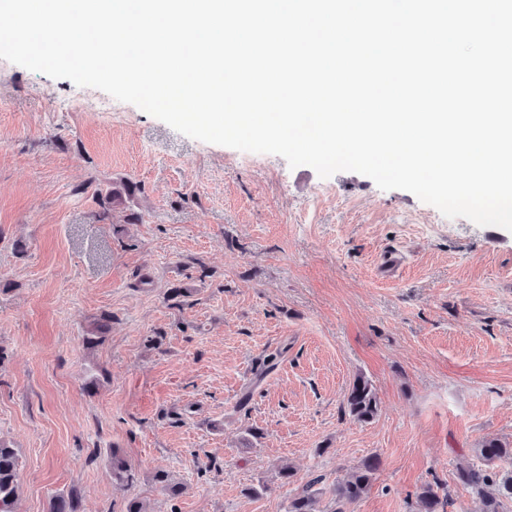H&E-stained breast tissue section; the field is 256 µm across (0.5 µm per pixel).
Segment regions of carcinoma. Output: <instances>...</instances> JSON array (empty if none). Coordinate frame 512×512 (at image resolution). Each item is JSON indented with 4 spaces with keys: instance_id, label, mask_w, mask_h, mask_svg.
<instances>
[{
    "instance_id": "carcinoma-1",
    "label": "carcinoma",
    "mask_w": 512,
    "mask_h": 512,
    "mask_svg": "<svg viewBox=\"0 0 512 512\" xmlns=\"http://www.w3.org/2000/svg\"><path fill=\"white\" fill-rule=\"evenodd\" d=\"M112 316L104 315L94 324L84 337L87 347L94 348L106 341L111 329ZM346 407L349 414L358 421L367 422L374 418L378 404L372 384L363 377L354 380L349 389ZM482 464L461 463L455 471L456 480L465 487L474 490L480 497L482 512H505L506 502L512 501V470L496 473L493 465L498 461L512 458V446L498 439L486 441L477 449ZM18 449L0 440V512H11L18 498L20 484L18 481ZM110 465L113 475L127 484L135 479V474L128 468L126 460L117 450L110 452ZM378 468V461L369 458L354 468L347 479L334 489L335 504L332 512H343L339 504L353 502L361 498L371 485L372 477ZM155 483L171 499L182 496L186 487L171 481L164 472L154 475ZM321 478L315 477L299 487L297 494L290 500L288 512H320L318 504L321 489L317 485ZM82 492L72 487L69 491L54 496L49 501L47 512H82ZM420 512H438L441 504L438 493L431 486H426L418 495Z\"/></svg>"
}]
</instances>
